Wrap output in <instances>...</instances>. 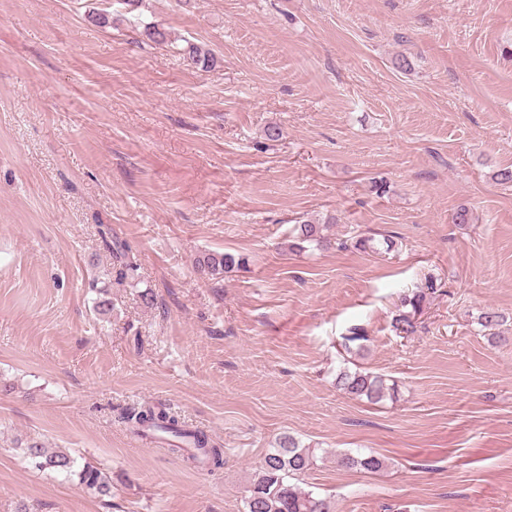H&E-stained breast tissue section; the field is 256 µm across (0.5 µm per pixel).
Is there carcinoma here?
Wrapping results in <instances>:
<instances>
[{"instance_id":"carcinoma-1","label":"carcinoma","mask_w":512,"mask_h":512,"mask_svg":"<svg viewBox=\"0 0 512 512\" xmlns=\"http://www.w3.org/2000/svg\"><path fill=\"white\" fill-rule=\"evenodd\" d=\"M182 54L189 64L203 70L217 66L218 58L212 50L194 43H187ZM102 246L112 253V274L121 283L137 270L134 256L125 244L112 239L109 229L99 225ZM326 239L322 225L302 223L295 225L288 244V250L302 252L308 247H322ZM344 249L352 248L362 252L378 254L381 249L375 239L362 234H354L339 243ZM245 263V259L231 253L209 252L198 256L194 262L195 271L202 277L216 280L224 273ZM425 294L416 292L404 295L397 306L393 318V328L405 336L417 331V316L421 313ZM368 336L363 328L353 326L342 336L341 346L350 353L363 347ZM336 387L344 393L369 402H378L390 394L392 388L385 378L376 373L356 369L343 370L336 376ZM126 420L137 431L152 439L161 440L174 451L189 454L193 462L210 470L224 466V450L211 437L200 429H192L169 414L163 408H144L126 416ZM26 455L34 467L51 469L78 478L80 485L97 496H112V476L91 463L76 467V460L63 451H51L42 443L33 441L26 446ZM316 449L307 448L291 437L284 436L279 445L271 449L261 460L254 479L245 496V512H334L331 502L313 490H305L297 480L317 465ZM337 463L346 469H359L378 472L386 467L384 457L375 454H352L346 452L338 456Z\"/></svg>"}]
</instances>
